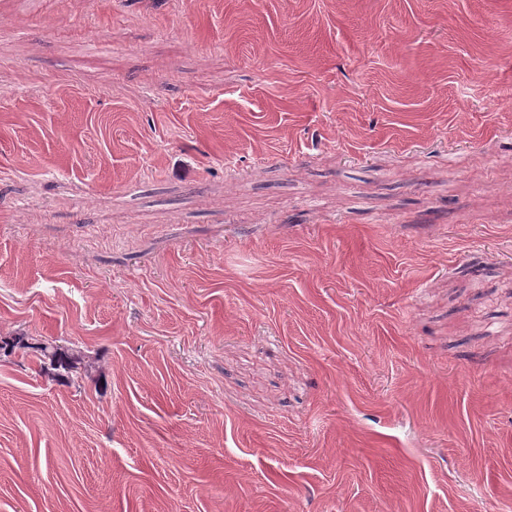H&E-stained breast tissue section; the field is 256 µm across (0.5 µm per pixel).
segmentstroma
<instances>
[{
  "instance_id": "1",
  "label": "stroma",
  "mask_w": 512,
  "mask_h": 512,
  "mask_svg": "<svg viewBox=\"0 0 512 512\" xmlns=\"http://www.w3.org/2000/svg\"><path fill=\"white\" fill-rule=\"evenodd\" d=\"M0 512H512V0H0ZM17 349H34L44 369L51 367L54 370L67 372L74 368V357L53 343H29L23 336L15 337L9 342L1 341L0 350L12 353Z\"/></svg>"
}]
</instances>
